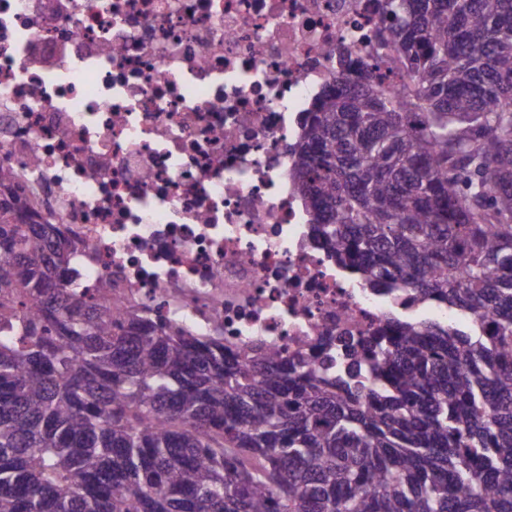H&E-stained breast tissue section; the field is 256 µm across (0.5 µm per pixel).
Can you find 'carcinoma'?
Wrapping results in <instances>:
<instances>
[{
	"mask_svg": "<svg viewBox=\"0 0 512 512\" xmlns=\"http://www.w3.org/2000/svg\"><path fill=\"white\" fill-rule=\"evenodd\" d=\"M403 94L340 78L293 178L321 244L471 327L341 340L349 376L65 281L0 167V512H512V0H383Z\"/></svg>",
	"mask_w": 512,
	"mask_h": 512,
	"instance_id": "1",
	"label": "carcinoma"
}]
</instances>
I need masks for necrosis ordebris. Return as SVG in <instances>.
Returning a JSON list of instances; mask_svg holds the SVG:
<instances>
[{
    "label": "necrosis or debris",
    "mask_w": 512,
    "mask_h": 512,
    "mask_svg": "<svg viewBox=\"0 0 512 512\" xmlns=\"http://www.w3.org/2000/svg\"><path fill=\"white\" fill-rule=\"evenodd\" d=\"M381 0H0V166L106 281L221 335L345 369L338 338L447 309L372 290L316 240L291 176L299 117L374 68Z\"/></svg>",
    "instance_id": "obj_1"
}]
</instances>
